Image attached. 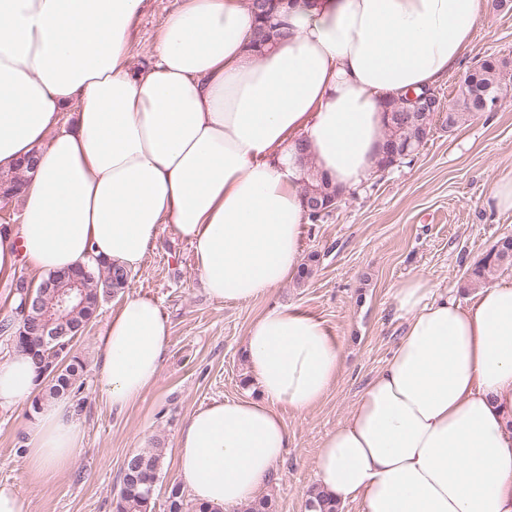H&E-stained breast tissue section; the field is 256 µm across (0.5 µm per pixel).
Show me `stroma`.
Wrapping results in <instances>:
<instances>
[{
	"label": "stroma",
	"mask_w": 512,
	"mask_h": 512,
	"mask_svg": "<svg viewBox=\"0 0 512 512\" xmlns=\"http://www.w3.org/2000/svg\"><path fill=\"white\" fill-rule=\"evenodd\" d=\"M180 3L150 0L137 27L134 66L147 63L158 33ZM490 55L508 60L503 77L512 81V0L502 7L485 0L459 67L438 84L446 109L455 108L458 87L472 64ZM509 171L512 97L453 128L444 112L435 113L416 154L378 171L346 193L337 210L307 225L303 252L317 257L312 276L247 302L210 299L188 244L171 225H161L128 288L153 299L170 324L156 383L120 411L101 396L93 340L124 302L120 296L108 300L73 341L86 369L84 405L77 415L83 439L72 464L50 479L32 471L27 460L31 406L1 408L0 484L13 485L29 512H115L126 459L158 445L163 463L150 512H166L168 492L178 482L180 429L194 410L252 393L243 355L248 328L272 307L293 304L320 318L343 353L338 378L316 407L302 414L280 409L290 443L262 495L273 512H307L324 437L348 417L404 334L397 289L423 275L438 293L464 303L473 298L481 285L470 279L471 268L500 238L512 236V211L487 206L493 183Z\"/></svg>",
	"instance_id": "35a3bbf8"
}]
</instances>
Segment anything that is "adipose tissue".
Listing matches in <instances>:
<instances>
[{
    "label": "adipose tissue",
    "instance_id": "1",
    "mask_svg": "<svg viewBox=\"0 0 512 512\" xmlns=\"http://www.w3.org/2000/svg\"><path fill=\"white\" fill-rule=\"evenodd\" d=\"M147 0H0V168L34 154L20 221L0 225V279L104 258L137 271L158 228L191 247L207 294L239 302L292 280L311 218L305 188L351 190L383 154V103L435 84L469 45L482 0H289L280 35L250 47L251 0H182L148 67L131 63ZM407 328L349 417L324 438L317 490L361 512H512V282L461 305L423 276L396 292ZM170 327L131 295L94 347L121 410L158 379ZM257 395L195 411L176 442L192 498L252 502L288 448L281 407L335 383L340 343L278 306L244 340ZM37 400L28 462L65 471L82 427L42 395L32 359L0 363V408Z\"/></svg>",
    "mask_w": 512,
    "mask_h": 512
}]
</instances>
